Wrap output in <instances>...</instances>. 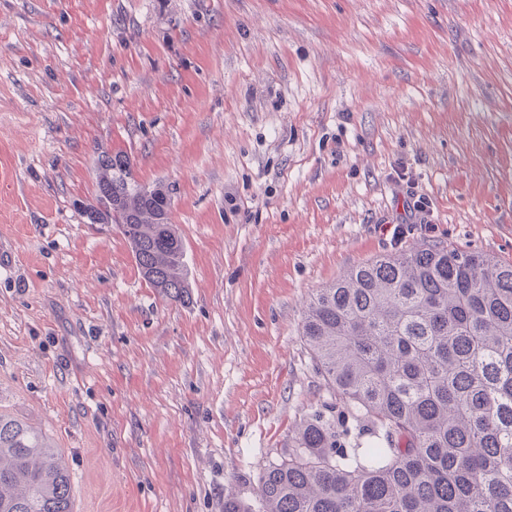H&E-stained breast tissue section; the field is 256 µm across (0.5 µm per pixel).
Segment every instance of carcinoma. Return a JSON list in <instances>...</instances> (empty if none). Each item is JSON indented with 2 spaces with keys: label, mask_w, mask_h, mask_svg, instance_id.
I'll return each mask as SVG.
<instances>
[{
  "label": "carcinoma",
  "mask_w": 512,
  "mask_h": 512,
  "mask_svg": "<svg viewBox=\"0 0 512 512\" xmlns=\"http://www.w3.org/2000/svg\"><path fill=\"white\" fill-rule=\"evenodd\" d=\"M162 184L126 153H97L90 223L117 214L145 281L188 294ZM302 338L335 402L300 422L224 512H512V264L453 246L386 254L310 298ZM0 512H73L68 468L0 415Z\"/></svg>",
  "instance_id": "obj_1"
}]
</instances>
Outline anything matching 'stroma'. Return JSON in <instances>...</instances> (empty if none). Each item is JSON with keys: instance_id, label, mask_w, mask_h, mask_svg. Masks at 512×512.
<instances>
[{"instance_id": "stroma-1", "label": "stroma", "mask_w": 512, "mask_h": 512, "mask_svg": "<svg viewBox=\"0 0 512 512\" xmlns=\"http://www.w3.org/2000/svg\"><path fill=\"white\" fill-rule=\"evenodd\" d=\"M118 148L170 191L186 301L80 210ZM425 243L512 263V0H0V414L73 512L255 499L333 399L310 296Z\"/></svg>"}]
</instances>
